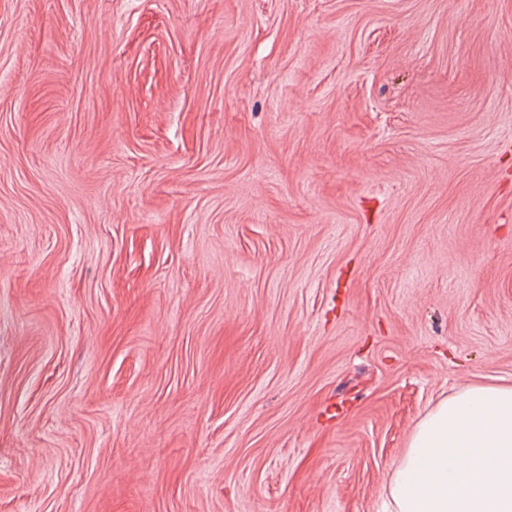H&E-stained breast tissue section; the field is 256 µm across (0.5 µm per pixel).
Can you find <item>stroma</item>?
Returning a JSON list of instances; mask_svg holds the SVG:
<instances>
[{"label": "stroma", "mask_w": 512, "mask_h": 512, "mask_svg": "<svg viewBox=\"0 0 512 512\" xmlns=\"http://www.w3.org/2000/svg\"><path fill=\"white\" fill-rule=\"evenodd\" d=\"M512 383V0H0V512H382Z\"/></svg>", "instance_id": "35a3bbf8"}]
</instances>
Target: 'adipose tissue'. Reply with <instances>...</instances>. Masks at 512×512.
<instances>
[{
	"label": "adipose tissue",
	"instance_id": "adipose-tissue-1",
	"mask_svg": "<svg viewBox=\"0 0 512 512\" xmlns=\"http://www.w3.org/2000/svg\"><path fill=\"white\" fill-rule=\"evenodd\" d=\"M385 497L388 512H512V385L441 399L393 465Z\"/></svg>",
	"mask_w": 512,
	"mask_h": 512
}]
</instances>
